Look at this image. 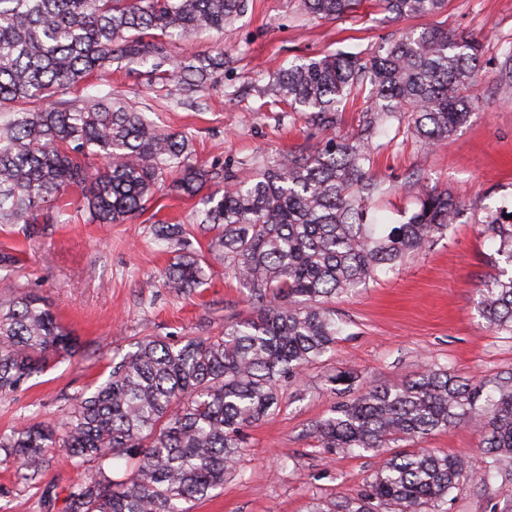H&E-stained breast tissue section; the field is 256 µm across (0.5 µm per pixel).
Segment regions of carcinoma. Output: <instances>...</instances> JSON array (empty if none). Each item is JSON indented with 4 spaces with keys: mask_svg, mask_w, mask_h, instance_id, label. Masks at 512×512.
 Instances as JSON below:
<instances>
[{
    "mask_svg": "<svg viewBox=\"0 0 512 512\" xmlns=\"http://www.w3.org/2000/svg\"><path fill=\"white\" fill-rule=\"evenodd\" d=\"M447 0H378L397 16L439 12ZM306 13L335 20L358 0H302ZM246 0H0V224H66L60 204L82 194L87 224H124L143 214L160 188L199 197L192 224L152 225L175 252L164 286L189 295L207 284L212 263L234 272L256 310L224 334L180 343L144 338L112 362L104 383L76 398L58 424H32L0 436L36 475L55 453L97 473L71 487L70 512H186L224 485L244 448V428L271 414L279 388L298 379L336 345L340 323L327 303L448 235L460 202L425 189L401 224H379L371 204L385 191L369 171L387 119L401 115L417 138L448 137L467 120L475 96L480 43L441 27L379 46L364 62L337 53L293 63L273 78L271 95L311 125L336 124L342 105L368 81L375 106L356 141L301 146L248 180L189 163L190 141L164 132L122 101L56 99L93 72L131 65L157 68L163 46L197 32L224 33ZM223 61L203 57L173 77L172 100L194 98ZM497 83L512 89V45ZM214 232L194 248V226ZM506 265L479 289L478 309L512 336V204L484 224ZM75 338L38 293L0 303V393L44 372ZM358 374L339 371L336 390ZM459 425L475 428L479 469L434 450L391 452L393 445ZM317 438L341 452L386 455L355 497L321 501L312 512H442L464 480L500 483L512 495V374L494 382L427 368L398 385L367 387L319 422ZM129 463L114 480L104 464Z\"/></svg>",
    "mask_w": 512,
    "mask_h": 512,
    "instance_id": "obj_1",
    "label": "carcinoma"
}]
</instances>
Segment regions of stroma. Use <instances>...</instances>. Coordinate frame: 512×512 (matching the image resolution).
I'll return each instance as SVG.
<instances>
[{
    "label": "stroma",
    "mask_w": 512,
    "mask_h": 512,
    "mask_svg": "<svg viewBox=\"0 0 512 512\" xmlns=\"http://www.w3.org/2000/svg\"><path fill=\"white\" fill-rule=\"evenodd\" d=\"M432 26L480 41L478 101L453 136L432 146L401 129L398 120L388 122L372 167L388 187L376 216L383 224L404 222L424 185L462 200L455 229L377 284L332 301L344 326L334 351L300 381L282 387L279 408L245 429L236 470L209 497L188 502L189 512H307L316 498L357 496L381 457L322 447L314 433L318 421L351 398L330 384L337 370H357L360 390L402 383L428 366L484 381L512 374V336L497 333L476 309L478 288L499 268L481 223L512 199V96L492 79L502 51L512 45V0H448L442 12L418 18H399L376 0H360L353 13L332 21L309 17L301 0H248L247 11L223 34L203 32L166 46L155 71L96 73L64 91L63 100L71 103L105 95L124 101L160 130L188 135L191 163L216 164L245 178L254 174L256 159L271 161L332 138L356 140L363 113L375 102L371 85H364L333 128L316 129L286 105H263L258 90L280 69L337 52L366 58L379 44ZM217 53L224 68L202 91V108L171 105L168 75L196 55ZM71 200L70 223L43 225L39 236L25 235L18 224H0V252L19 258L12 282L49 299L78 341L74 355L59 356L17 391L0 394V435L58 422L76 396L107 379L113 357L138 340L218 336L225 323L253 311L248 289L220 266L194 296L164 288L161 272L173 255L154 240L151 225L187 223L194 200L163 189L142 216L109 227L85 223L80 192ZM421 445L457 456L469 468L480 465V435L470 426L433 433ZM96 469L92 462L78 469L56 456L26 480L20 464L0 450V512H70L71 484ZM505 506L498 483L464 481L447 508L503 512Z\"/></svg>",
    "instance_id": "1"
}]
</instances>
